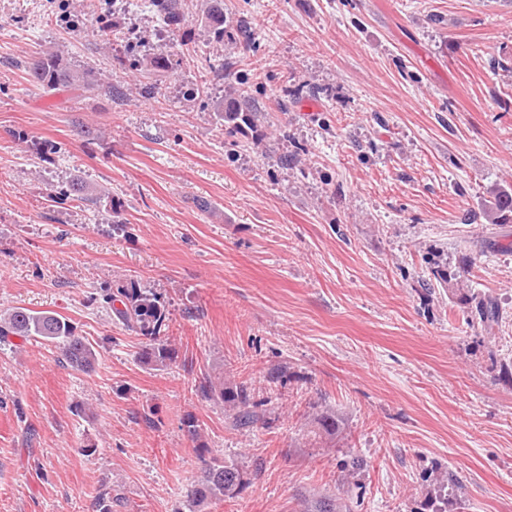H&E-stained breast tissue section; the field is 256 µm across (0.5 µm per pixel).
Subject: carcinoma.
<instances>
[{
    "mask_svg": "<svg viewBox=\"0 0 512 512\" xmlns=\"http://www.w3.org/2000/svg\"><path fill=\"white\" fill-rule=\"evenodd\" d=\"M158 11L167 24L179 25L190 13L193 0H154ZM222 0H212L211 7L204 17V27L212 34L214 41H224V8ZM150 73H162L171 67V54L161 51L147 60ZM24 69L30 82L43 89H56L60 86H73L91 93L103 91L113 93L112 84H104L100 74L92 67L76 69L56 54H46L25 63ZM217 117L224 123L229 134H236L246 128H254L261 120V113L249 107V92L243 87L237 95L230 96L217 109ZM492 224L512 223V185L498 189L491 196L485 211ZM457 300L464 305H475L479 322L491 329L503 319L499 303L491 298L476 299L456 288ZM117 320L128 330L137 333L143 340L139 353L145 365L165 366L175 361L178 351L164 332L169 329L170 311L161 302L159 294L140 287L135 279L105 295ZM10 336L22 339L39 337L57 345L61 360L77 371H89L97 363V352L93 345L75 334L72 325L62 316L52 312H32L23 307H14L0 314V340ZM204 395L224 405L233 426L244 427L261 417L263 407L271 403V398H256L249 383L245 380L205 381L201 386ZM306 414L307 439L310 445L331 444L342 436V422L336 413L318 405L311 406ZM247 483L246 472L239 466L217 458L212 459L197 485L188 497L189 512H205L214 499L235 497ZM300 512H350L341 499L331 496L300 495Z\"/></svg>",
    "mask_w": 512,
    "mask_h": 512,
    "instance_id": "1",
    "label": "carcinoma"
}]
</instances>
